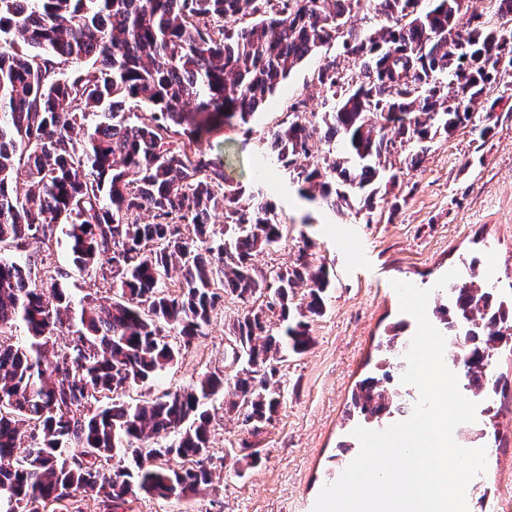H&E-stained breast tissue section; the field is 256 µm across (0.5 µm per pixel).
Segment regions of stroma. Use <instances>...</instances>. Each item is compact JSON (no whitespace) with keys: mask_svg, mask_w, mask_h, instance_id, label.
Wrapping results in <instances>:
<instances>
[{"mask_svg":"<svg viewBox=\"0 0 512 512\" xmlns=\"http://www.w3.org/2000/svg\"><path fill=\"white\" fill-rule=\"evenodd\" d=\"M340 52V42L333 40L297 64L255 114L250 132L225 125L201 140L207 152L227 154L230 179L262 193L287 226L283 240L259 254L255 265L274 276L305 247L330 274L325 310L311 323L312 345L285 354L279 365L277 413L255 430L225 413L223 398L208 401L214 417L211 451L224 460L219 484L168 500L140 493L106 507L77 496L57 512H312L321 489L357 456L354 429L376 423L353 408L358 383L380 375L392 326L403 321L406 335L415 332L392 281L431 289L448 270L465 271L476 258L484 279L502 295L512 294V89L505 85L475 109L477 120L491 126L486 137L467 128L438 136L417 168L395 163L370 209L355 197L344 213H332L321 200L304 197L300 184L270 159L268 131L287 121L295 99L306 102L303 119L321 112L325 91L315 77ZM244 309L239 300L226 298L207 336L160 379L127 393L126 402L210 373L233 378L238 367L229 329ZM488 369L503 388L474 397L487 468L467 486L468 512H512L511 342L494 352ZM245 447L255 452L256 463L243 459Z\"/></svg>","mask_w":512,"mask_h":512,"instance_id":"35a3bbf8","label":"stroma"}]
</instances>
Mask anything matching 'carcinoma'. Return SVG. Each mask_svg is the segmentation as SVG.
Listing matches in <instances>:
<instances>
[{"label":"carcinoma","instance_id":"obj_1","mask_svg":"<svg viewBox=\"0 0 512 512\" xmlns=\"http://www.w3.org/2000/svg\"><path fill=\"white\" fill-rule=\"evenodd\" d=\"M462 2L422 10L420 0H0V245L20 253L0 257V512H43L78 494L104 503L194 494L219 472L203 401L224 397L225 413L247 425L272 419L276 363L284 348L311 345L308 319L323 312L328 273L302 249L267 281L254 256L287 225L272 203L233 184L202 136L222 123L248 125L292 68L333 38L357 70L330 63L317 72L323 137L300 120L299 100L294 119L268 138L302 194L317 192L334 208L376 182L392 156L415 168L439 134L469 124L485 134L472 108L498 76H512V0H489L464 34ZM361 5L384 17L380 31L347 26ZM129 101L150 112L130 121ZM324 148L335 151L332 162L297 163ZM143 211L151 221L138 220ZM58 229L74 268L117 296L74 307L52 274ZM32 243L46 254L27 252ZM173 269L180 279L170 287ZM300 284L308 300L295 310ZM269 289L271 300L232 326L234 381L211 373L122 401L179 362L226 297L246 302ZM448 298L483 330L481 348L462 362L468 385L497 388L488 359L512 336V302L473 274L448 284ZM490 299L497 316L488 321ZM271 313L280 334L270 332ZM19 326L22 344L12 341ZM63 330L69 343L50 362ZM355 400L363 411L399 406L375 378ZM128 454L130 463L105 468ZM172 456L190 466H167Z\"/></svg>","mask_w":512,"mask_h":512}]
</instances>
